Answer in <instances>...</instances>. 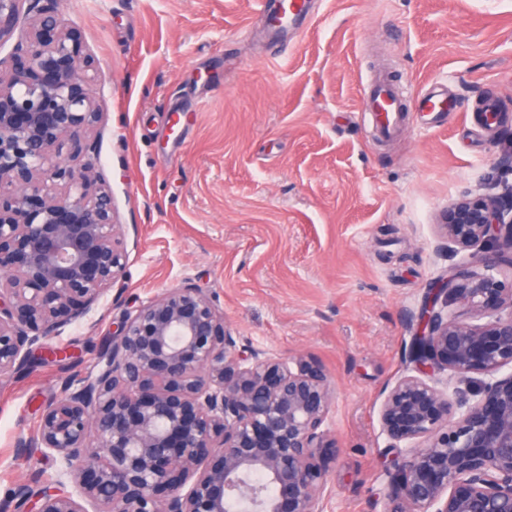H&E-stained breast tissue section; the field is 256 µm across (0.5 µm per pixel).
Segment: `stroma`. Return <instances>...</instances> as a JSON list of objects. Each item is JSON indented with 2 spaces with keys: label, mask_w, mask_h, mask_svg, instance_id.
Instances as JSON below:
<instances>
[{
  "label": "stroma",
  "mask_w": 512,
  "mask_h": 512,
  "mask_svg": "<svg viewBox=\"0 0 512 512\" xmlns=\"http://www.w3.org/2000/svg\"><path fill=\"white\" fill-rule=\"evenodd\" d=\"M101 76L92 135L128 262L93 317L0 379V500L49 459L18 439L63 381L85 371L123 315L192 283L238 348L302 354L334 388L325 512H386L383 390L416 373L422 300L455 262L448 205L492 180L487 106L512 117V0H312L274 44L253 0H58ZM386 72L406 131L375 139L364 89ZM434 89L444 121L414 111Z\"/></svg>",
  "instance_id": "obj_1"
}]
</instances>
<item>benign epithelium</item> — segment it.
<instances>
[{"mask_svg":"<svg viewBox=\"0 0 512 512\" xmlns=\"http://www.w3.org/2000/svg\"><path fill=\"white\" fill-rule=\"evenodd\" d=\"M57 0H0V43L21 16V68H0V378L86 316L122 278L112 193L89 135L98 73ZM462 257L422 304L412 359L379 418L394 453L387 512H512V184L448 207ZM485 379L472 389L471 374ZM335 390L303 355L236 349L187 283L127 313L87 371L43 407L15 458L52 459L51 487H16L0 512H324ZM256 474L273 487L252 481Z\"/></svg>","mask_w":512,"mask_h":512,"instance_id":"1","label":"benign epithelium"}]
</instances>
